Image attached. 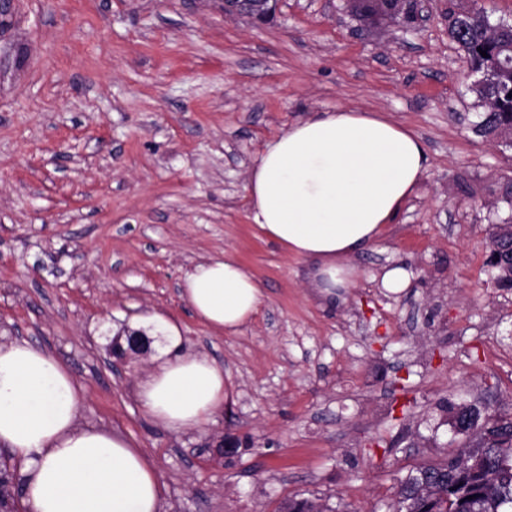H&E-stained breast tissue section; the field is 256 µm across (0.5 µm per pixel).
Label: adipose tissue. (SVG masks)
Segmentation results:
<instances>
[{
  "label": "adipose tissue",
  "instance_id": "obj_1",
  "mask_svg": "<svg viewBox=\"0 0 512 512\" xmlns=\"http://www.w3.org/2000/svg\"><path fill=\"white\" fill-rule=\"evenodd\" d=\"M429 165L411 130L380 112L339 109L296 122L269 142L248 176L253 220L311 261L327 294L351 287L353 260L414 195ZM182 295L213 331L229 336L258 311L263 292L231 255L197 263ZM173 356L140 387L144 412L167 428L205 427L226 399L224 368L180 355L178 328L159 330ZM84 391L51 354L0 344V444L23 462L28 512H160L162 484L146 454L121 435L78 425Z\"/></svg>",
  "mask_w": 512,
  "mask_h": 512
}]
</instances>
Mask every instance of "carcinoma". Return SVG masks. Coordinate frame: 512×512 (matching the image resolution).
<instances>
[{"label": "carcinoma", "instance_id": "1", "mask_svg": "<svg viewBox=\"0 0 512 512\" xmlns=\"http://www.w3.org/2000/svg\"><path fill=\"white\" fill-rule=\"evenodd\" d=\"M364 19L409 22L395 0H353ZM448 33L464 51L470 71L483 79L469 87L477 104L474 132L486 139L512 134V22L493 21L479 0H448ZM486 55H481V52ZM451 428L464 438L462 448L438 465L407 471L397 478L389 512H512V412L490 414L476 404L448 407ZM16 465L0 455V512L19 506ZM279 512H339L314 498H293Z\"/></svg>", "mask_w": 512, "mask_h": 512}]
</instances>
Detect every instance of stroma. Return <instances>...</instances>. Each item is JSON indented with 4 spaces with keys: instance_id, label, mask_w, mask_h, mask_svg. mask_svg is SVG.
<instances>
[{
    "instance_id": "stroma-1",
    "label": "stroma",
    "mask_w": 512,
    "mask_h": 512,
    "mask_svg": "<svg viewBox=\"0 0 512 512\" xmlns=\"http://www.w3.org/2000/svg\"><path fill=\"white\" fill-rule=\"evenodd\" d=\"M347 4L280 0L257 24L221 0H14L0 21V343L67 367L85 390L79 425L148 454L161 512H278L311 496L386 512L395 476L457 450L446 406L512 408V289L488 265L489 217L512 219L491 195L512 178V147L472 131L447 0L408 26ZM341 108L413 131L429 167L330 301L310 263L254 224L246 185L268 142ZM227 251L264 298L223 337L181 284ZM393 265L411 274L397 293L380 285ZM153 315L178 325L179 353L224 368L228 399L205 428L144 413L161 346L108 366Z\"/></svg>"
}]
</instances>
